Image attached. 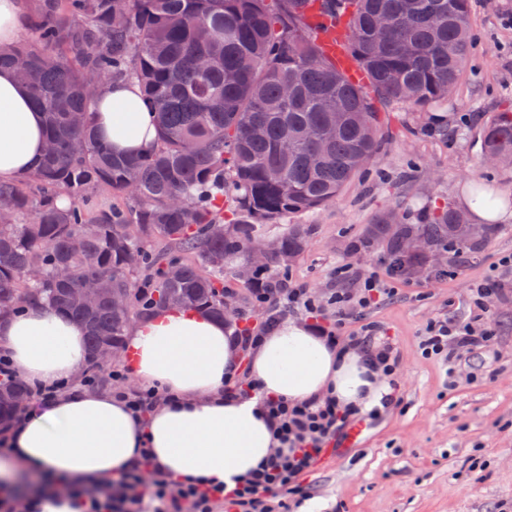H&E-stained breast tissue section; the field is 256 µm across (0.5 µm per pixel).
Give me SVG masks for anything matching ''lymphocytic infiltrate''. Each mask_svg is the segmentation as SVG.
Instances as JSON below:
<instances>
[{
  "instance_id": "lymphocytic-infiltrate-1",
  "label": "lymphocytic infiltrate",
  "mask_w": 512,
  "mask_h": 512,
  "mask_svg": "<svg viewBox=\"0 0 512 512\" xmlns=\"http://www.w3.org/2000/svg\"><path fill=\"white\" fill-rule=\"evenodd\" d=\"M399 279L400 272L392 264L386 277L365 273L359 278V287L343 286L322 298L292 276L282 277L272 286L263 275H256L252 300L265 310V321L258 327L236 325L233 336L242 351L249 354L285 317L309 318L329 348L340 353L362 350L373 370L395 380L401 368L398 349L379 324L366 319L364 311L375 301L392 295ZM502 292L503 284L495 275L474 283V317L459 321L441 316L428 323L418 338L422 356L451 362L460 352L479 351L495 357L496 329L486 301ZM109 376L117 387L116 398L140 421H147L170 400L158 387L130 384L125 364H113ZM224 394L258 399L277 443L273 454L234 487L179 481L154 462L148 449L141 448L118 480L95 484L46 475L38 483L39 491L49 495L66 488L68 496L88 502V512H212L214 501L219 499L235 512H292V504L309 493L308 477L341 433L378 418L382 408L400 402L394 395L384 400L382 408L363 411L339 405L329 394L310 400L265 396L244 369L225 383Z\"/></svg>"
}]
</instances>
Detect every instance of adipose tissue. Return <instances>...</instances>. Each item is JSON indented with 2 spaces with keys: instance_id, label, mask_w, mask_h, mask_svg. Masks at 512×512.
<instances>
[{
  "instance_id": "adipose-tissue-1",
  "label": "adipose tissue",
  "mask_w": 512,
  "mask_h": 512,
  "mask_svg": "<svg viewBox=\"0 0 512 512\" xmlns=\"http://www.w3.org/2000/svg\"><path fill=\"white\" fill-rule=\"evenodd\" d=\"M135 85L109 84L94 109V129L115 154L143 153L155 140L154 113L141 109ZM45 117L14 75L0 70V181L27 177L42 160ZM459 202L477 224L512 220L508 198L487 205L473 186ZM126 341L135 377L174 394L140 424L106 393L74 390L30 413L0 458V484L22 474L53 473L86 481L119 478L136 448H150L174 474L231 485L264 461L274 446L254 402L229 399L224 383L239 350L227 324L198 309L164 308L137 322ZM0 353L29 382L51 385L76 377L89 360L85 327L43 303L0 317ZM264 392L305 400L328 392L344 405L380 406L390 388L363 353L336 354L307 324L291 320L265 337L249 363Z\"/></svg>"
}]
</instances>
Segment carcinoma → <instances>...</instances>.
<instances>
[{
    "instance_id": "cac0c4a2",
    "label": "carcinoma",
    "mask_w": 512,
    "mask_h": 512,
    "mask_svg": "<svg viewBox=\"0 0 512 512\" xmlns=\"http://www.w3.org/2000/svg\"><path fill=\"white\" fill-rule=\"evenodd\" d=\"M345 15L348 49L366 77L350 81L322 51L306 16ZM392 20L375 27L377 13ZM471 45L470 0H37L26 37L0 47L10 70L44 113L46 151L23 182H0V316L41 301L87 329L90 355L121 345L144 313L134 272L146 247L163 242L181 259L153 288L157 308H199L218 319L224 260L246 256L257 221H277L333 202L380 147L379 103L411 107L453 91ZM124 78L157 113L155 142L118 156L95 137L93 106ZM288 104L280 101L283 85ZM481 153L512 165V110L483 129ZM132 201L93 212L94 193ZM233 203L247 220L224 233ZM458 211L406 229L433 247H469ZM314 234L295 224L281 252L304 251ZM393 220L371 224L362 244L406 272L428 263L404 257ZM100 300L80 301L84 288ZM27 394L0 385V423Z\"/></svg>"
}]
</instances>
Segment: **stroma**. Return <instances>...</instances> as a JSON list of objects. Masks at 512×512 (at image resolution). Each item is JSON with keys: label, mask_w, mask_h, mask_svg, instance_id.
Masks as SVG:
<instances>
[{"label": "stroma", "mask_w": 512, "mask_h": 512, "mask_svg": "<svg viewBox=\"0 0 512 512\" xmlns=\"http://www.w3.org/2000/svg\"><path fill=\"white\" fill-rule=\"evenodd\" d=\"M471 23L469 58L447 101L418 109L382 103L375 164L334 202L259 225L263 242L289 225H313L308 247L286 271L318 294L339 288L338 267L379 268L382 250L361 241L388 214L421 223L434 210L457 207L474 180L512 195V169L485 165L480 150L484 125L512 109V0H471ZM505 255H512V223L450 255L448 275L403 278L368 310L400 352L401 402L367 426L361 444L329 456L309 477V500L321 512H512V269L501 276L506 293L488 303L498 325L493 379H483L480 353L450 366L417 348L430 320L472 317L471 284Z\"/></svg>", "instance_id": "35a3bbf8"}]
</instances>
